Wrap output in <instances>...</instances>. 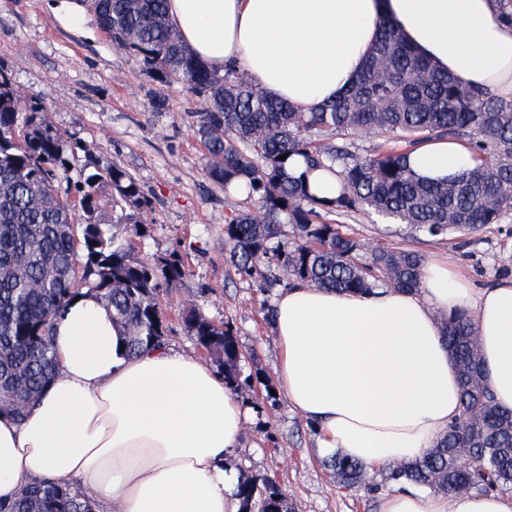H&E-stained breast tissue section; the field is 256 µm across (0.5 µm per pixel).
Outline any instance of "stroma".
I'll return each mask as SVG.
<instances>
[{
	"instance_id": "stroma-1",
	"label": "stroma",
	"mask_w": 512,
	"mask_h": 512,
	"mask_svg": "<svg viewBox=\"0 0 512 512\" xmlns=\"http://www.w3.org/2000/svg\"><path fill=\"white\" fill-rule=\"evenodd\" d=\"M0 67L18 94L46 98L48 120L71 133L72 176L90 160L115 163L133 174L151 200L144 223L126 227L136 256L154 260L176 250L189 268L162 299L166 348L203 354L183 326L185 308H199L214 324L232 327L245 355L242 373L255 381L238 391L250 416L243 444L225 458V467L275 478L295 512H377L379 495L371 487L381 482V471L366 473V488H343L316 446L313 424L293 409L285 392L265 399L263 381L274 378L279 359L271 311L291 280L282 265L271 264L281 283L266 289L261 278L239 275L228 260L224 226L255 203L224 194L208 179L207 150L192 127L202 101L179 85L159 86L140 60L115 48L103 32L79 35L42 0H0ZM346 225L365 252L415 249L426 259L448 260L476 288L512 278V211L477 233L442 239L416 237L405 225L361 212Z\"/></svg>"
}]
</instances>
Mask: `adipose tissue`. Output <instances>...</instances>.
I'll return each instance as SVG.
<instances>
[{
  "mask_svg": "<svg viewBox=\"0 0 512 512\" xmlns=\"http://www.w3.org/2000/svg\"><path fill=\"white\" fill-rule=\"evenodd\" d=\"M169 20L204 65L234 62L270 95L308 112L349 87L383 20L458 81L512 99V27L498 0H168ZM473 163L435 140L410 165L457 176ZM473 319L496 402L512 409V280L475 288L433 261L420 291L369 294L296 284L273 310L277 380L317 430L319 448L376 469L424 455L462 415L440 315ZM123 330L95 294L56 319L58 373L23 419L0 415V500L61 478L97 512H241L224 458L248 415L200 358L166 348L123 351ZM379 512H512V497L421 487L384 494Z\"/></svg>",
  "mask_w": 512,
  "mask_h": 512,
  "instance_id": "1",
  "label": "adipose tissue"
}]
</instances>
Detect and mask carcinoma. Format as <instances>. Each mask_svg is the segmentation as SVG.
<instances>
[{
	"label": "carcinoma",
	"instance_id": "carcinoma-1",
	"mask_svg": "<svg viewBox=\"0 0 512 512\" xmlns=\"http://www.w3.org/2000/svg\"><path fill=\"white\" fill-rule=\"evenodd\" d=\"M168 0H94L100 27L112 43L140 59L161 86L178 84L208 107L194 132L208 152L206 172L226 194L245 195L257 206L224 225V247L236 270L253 277L272 261L314 288L369 292L422 288L424 255L379 248L362 261L360 243L326 215L368 211L405 224L426 237L478 231L512 211V100L459 82L419 55L388 21L361 73L335 101L298 112L244 72H224L195 59L171 26ZM40 96L20 97L0 68V396L24 402L20 420L58 372L52 348L55 320L88 288L97 292L125 330L134 354L160 347L167 321L163 292L188 272L172 252L149 262L134 255L121 226L141 223L151 206L134 176L117 165L83 166L70 175L71 135L46 118ZM333 136L402 142L398 150L360 154ZM466 143L474 165L453 179L416 176L410 154L434 139ZM286 155L281 160L279 156ZM308 171L325 169L339 179L334 200H320ZM291 224L294 240L283 238ZM457 364L463 413L471 423L448 426L420 458L385 468L387 484L410 483L444 495L512 490V410L498 407L480 366L476 329L464 313L440 316ZM182 322L214 357L233 390L243 352L230 325L218 326L196 309ZM472 464L464 468L459 457ZM329 466L340 484H364L365 467L335 455ZM242 512H294L271 478H244ZM0 512H92L63 479H39Z\"/></svg>",
	"mask_w": 512,
	"mask_h": 512
}]
</instances>
